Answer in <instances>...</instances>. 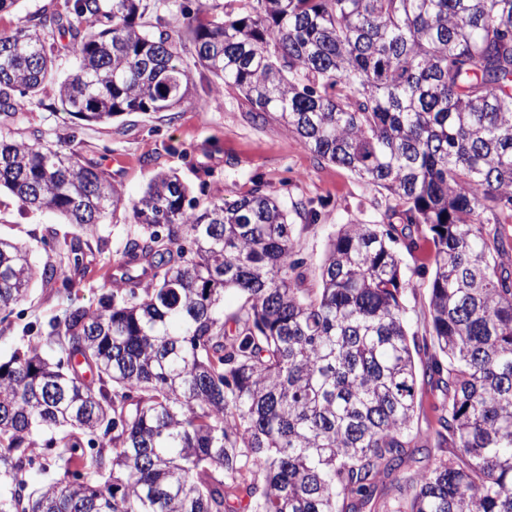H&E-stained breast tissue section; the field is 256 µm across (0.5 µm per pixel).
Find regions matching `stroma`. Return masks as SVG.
<instances>
[{
  "instance_id": "1",
  "label": "stroma",
  "mask_w": 512,
  "mask_h": 512,
  "mask_svg": "<svg viewBox=\"0 0 512 512\" xmlns=\"http://www.w3.org/2000/svg\"><path fill=\"white\" fill-rule=\"evenodd\" d=\"M72 0H17L0 13V32L26 26L37 13H68ZM194 49L186 47L183 59L190 66L195 104L175 112L149 115L123 114L107 124L79 120L64 112L53 92H45L40 109L28 113L20 125L24 137L48 143L58 137L73 138L87 159L101 162L126 198H138L151 178L162 170H175L192 195L205 200L232 202L247 194L255 181H263L288 210L293 236L310 278H317L329 237L344 224L380 222V194L346 168L320 160L295 134L277 122L254 123L249 104L236 92L216 87L213 79L194 64ZM211 170L208 182H200L201 169ZM318 221H311L310 210ZM64 227L63 217L51 214L20 215L19 204L9 191L0 192V235L31 245L33 259L43 264L47 255L37 245L44 226ZM129 230L128 224L110 227L107 249L93 253L85 274L74 276L72 297L77 303H96L99 294L112 287L117 275L116 250ZM432 246L421 242L413 253L402 256L409 286L405 292L406 319L410 331L423 332L428 315L429 292L421 268L431 267ZM66 299L33 284L26 301L8 321L0 323V360L24 344L20 329L28 322L47 323L61 315ZM441 399L427 377L418 379L417 421L420 446L435 448L438 428L434 406Z\"/></svg>"
}]
</instances>
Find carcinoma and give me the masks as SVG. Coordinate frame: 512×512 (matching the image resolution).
<instances>
[{
  "label": "carcinoma",
  "instance_id": "1",
  "mask_svg": "<svg viewBox=\"0 0 512 512\" xmlns=\"http://www.w3.org/2000/svg\"><path fill=\"white\" fill-rule=\"evenodd\" d=\"M144 12L74 0L0 33V187L99 249L117 211L135 226L94 306L70 293L89 241L46 226L58 262L37 265L0 237L1 322L36 280L68 296L0 361V512H512V0L180 4L197 66L254 122L392 199L384 222L329 241L316 288L261 184L202 204L158 172L128 201L75 146L12 132L50 84L89 123L193 104L180 39ZM63 40L76 69L59 80ZM396 220L433 246L422 338ZM229 288L241 303L226 315ZM418 363L452 448L423 467Z\"/></svg>",
  "mask_w": 512,
  "mask_h": 512
}]
</instances>
